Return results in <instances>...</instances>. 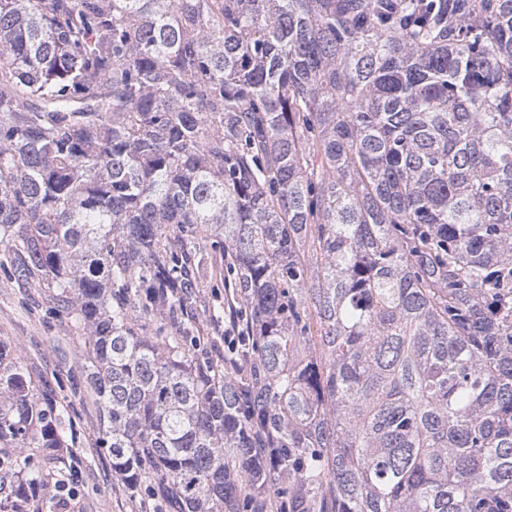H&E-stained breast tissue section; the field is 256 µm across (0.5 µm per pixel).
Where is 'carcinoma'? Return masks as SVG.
Listing matches in <instances>:
<instances>
[{"label": "carcinoma", "mask_w": 512, "mask_h": 512, "mask_svg": "<svg viewBox=\"0 0 512 512\" xmlns=\"http://www.w3.org/2000/svg\"><path fill=\"white\" fill-rule=\"evenodd\" d=\"M0 269V500L89 396L147 512H512V0H0ZM51 296L44 288L7 279L0 271V336L9 337L19 353L68 391V372L79 360V337L49 313Z\"/></svg>", "instance_id": "cac0c4a2"}]
</instances>
